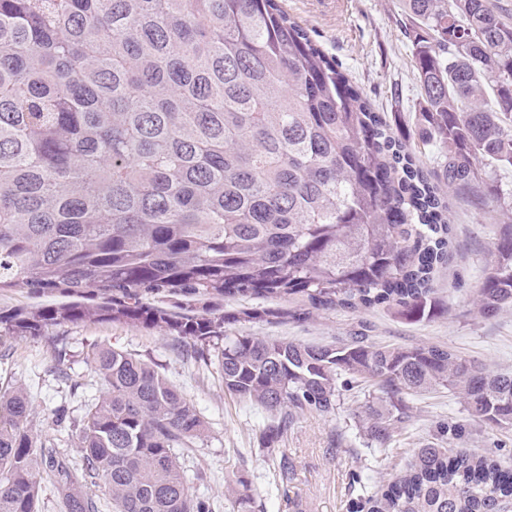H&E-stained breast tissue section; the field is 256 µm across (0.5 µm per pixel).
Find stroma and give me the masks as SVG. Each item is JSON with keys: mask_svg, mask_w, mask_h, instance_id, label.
<instances>
[{"mask_svg": "<svg viewBox=\"0 0 512 512\" xmlns=\"http://www.w3.org/2000/svg\"><path fill=\"white\" fill-rule=\"evenodd\" d=\"M282 8L341 63L374 107L395 115L394 128L413 123L418 85L410 51L399 24V0H279ZM400 98H392L393 89ZM454 227L455 253L438 274L441 303L429 320L411 323L391 311H315L303 320L290 317L246 322L242 331L306 344H333L362 334L370 341L399 346L436 343L449 347L487 370H512V308L484 319L471 312L474 288L504 218L495 203L446 190ZM95 345L115 347L165 374L192 400L206 424L202 438L177 451L191 491L211 498L225 512L224 483L244 479L253 496L251 512H351L363 489L387 482L430 441L440 425L461 428L459 447L491 453L512 464V428L475 422L448 393L407 397L408 419L395 444H368L355 417L363 404L358 389L344 391L334 414L304 413L294 418L283 441V457L258 450L267 414L224 392L215 366L197 359L190 342L159 329L119 323H66L40 337L0 336V388L24 390L33 407L31 426L43 440L68 456L76 471L83 459L70 423L101 393L86 362ZM66 410L68 420L56 418ZM287 470H280V461Z\"/></svg>", "mask_w": 512, "mask_h": 512, "instance_id": "obj_1", "label": "stroma"}]
</instances>
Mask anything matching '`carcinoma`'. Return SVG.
<instances>
[{
    "instance_id": "1",
    "label": "carcinoma",
    "mask_w": 512,
    "mask_h": 512,
    "mask_svg": "<svg viewBox=\"0 0 512 512\" xmlns=\"http://www.w3.org/2000/svg\"><path fill=\"white\" fill-rule=\"evenodd\" d=\"M400 2L420 87L407 140L279 0H0V289L67 298L0 311V335L112 322L188 339L225 392L270 413L269 456L294 416L335 413L349 377L372 397L357 427L382 447L404 398L430 390L512 427V372L445 346L236 328L286 299L430 319L453 243L440 184L477 197L512 170V21L493 0ZM495 200L510 223L474 291L485 319L512 308V192ZM165 293L177 309L150 301ZM243 298L258 304L211 305ZM87 361L101 394L77 444L115 512H213L176 454L204 433L195 404L121 349ZM31 416L22 389H0V512H39L44 474L65 512H98ZM458 438L439 431L354 512H512V469ZM238 484L230 512H249Z\"/></svg>"
}]
</instances>
